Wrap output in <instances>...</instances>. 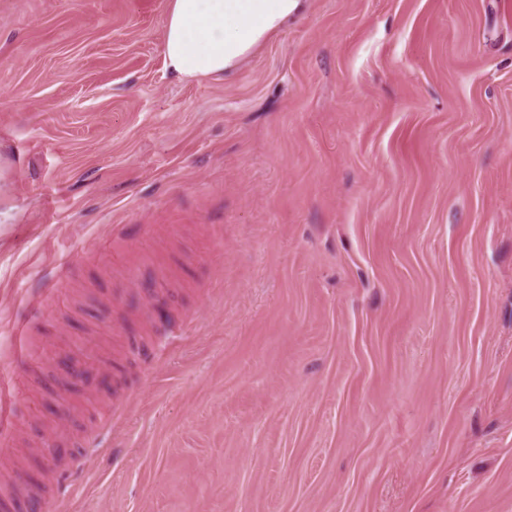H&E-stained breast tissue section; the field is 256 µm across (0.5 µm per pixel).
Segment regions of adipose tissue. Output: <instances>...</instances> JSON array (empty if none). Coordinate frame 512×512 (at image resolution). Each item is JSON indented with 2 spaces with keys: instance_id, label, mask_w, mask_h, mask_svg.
Segmentation results:
<instances>
[{
  "instance_id": "adipose-tissue-1",
  "label": "adipose tissue",
  "mask_w": 512,
  "mask_h": 512,
  "mask_svg": "<svg viewBox=\"0 0 512 512\" xmlns=\"http://www.w3.org/2000/svg\"><path fill=\"white\" fill-rule=\"evenodd\" d=\"M303 7L304 0H169L165 66L178 80L221 77Z\"/></svg>"
}]
</instances>
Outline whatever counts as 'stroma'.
Instances as JSON below:
<instances>
[{
	"mask_svg": "<svg viewBox=\"0 0 512 512\" xmlns=\"http://www.w3.org/2000/svg\"><path fill=\"white\" fill-rule=\"evenodd\" d=\"M167 14L0 0V504L512 512V0H306L188 82ZM65 273V261L60 260L57 270L47 274L45 288H41L37 294L29 297L28 302L36 311H42L47 307L48 302L59 290L58 284L63 280ZM113 265V299L124 304L132 294L131 285L134 271L122 263ZM16 428L13 393L0 384V444L7 445Z\"/></svg>",
	"mask_w": 512,
	"mask_h": 512,
	"instance_id": "1",
	"label": "stroma"
}]
</instances>
